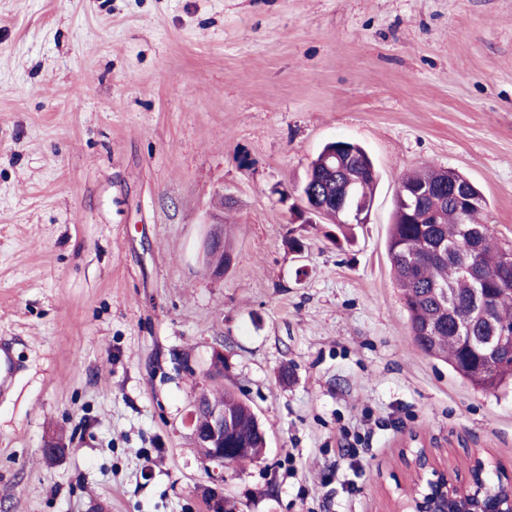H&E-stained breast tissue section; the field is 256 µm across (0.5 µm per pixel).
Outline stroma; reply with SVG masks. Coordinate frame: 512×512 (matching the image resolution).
<instances>
[{
	"instance_id": "1",
	"label": "stroma",
	"mask_w": 512,
	"mask_h": 512,
	"mask_svg": "<svg viewBox=\"0 0 512 512\" xmlns=\"http://www.w3.org/2000/svg\"><path fill=\"white\" fill-rule=\"evenodd\" d=\"M339 140L380 176L342 245L280 199ZM424 166L512 247V0H0V512H206L190 417L218 385L268 435L224 468L233 512H389L410 435L458 481L512 476V390L420 353L393 281ZM206 248L208 253L211 255L209 257V265L212 273L219 276L223 275L225 267L224 256L227 251L224 249V232L221 230H214L206 241ZM17 366L11 347L8 343H0V396L7 394L13 384Z\"/></svg>"
}]
</instances>
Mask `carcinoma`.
<instances>
[{
  "mask_svg": "<svg viewBox=\"0 0 512 512\" xmlns=\"http://www.w3.org/2000/svg\"><path fill=\"white\" fill-rule=\"evenodd\" d=\"M337 155L345 176L354 181L358 197L373 200L377 175L362 147ZM486 201L481 192L456 171L423 168L404 176L396 192L394 222L387 248L396 286L408 313L413 343L424 355L448 363L477 390H495L512 381V357L490 366L484 349L471 336H489L496 327L512 338V249L501 247L479 216ZM483 269L482 285L467 277L463 260ZM483 288V304L493 325L477 321L474 301ZM224 404L234 420L237 440L252 454L237 455L235 462L259 456L265 446L255 413L231 389L213 398Z\"/></svg>",
  "mask_w": 512,
  "mask_h": 512,
  "instance_id": "carcinoma-1",
  "label": "carcinoma"
}]
</instances>
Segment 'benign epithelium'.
Returning a JSON list of instances; mask_svg holds the SVG:
<instances>
[{
    "mask_svg": "<svg viewBox=\"0 0 512 512\" xmlns=\"http://www.w3.org/2000/svg\"><path fill=\"white\" fill-rule=\"evenodd\" d=\"M319 180L306 172L296 195H286L291 201L289 212L294 224H314L323 217L319 204ZM212 273L224 274V232L215 230L206 241ZM193 435L200 455L215 487L207 494V512H224V464L232 453H247L249 449L229 447L231 420L224 413V405L195 401L191 416ZM412 456L411 464L417 479L404 497L394 501L393 512H512V482L493 485L494 477L482 460H477L470 481L461 486L448 473V463L436 457L427 446L412 437L405 443Z\"/></svg>",
    "mask_w": 512,
    "mask_h": 512,
    "instance_id": "7a95c632",
    "label": "benign epithelium"
}]
</instances>
